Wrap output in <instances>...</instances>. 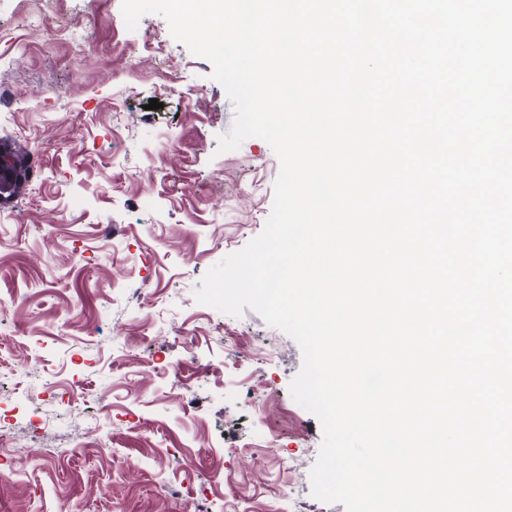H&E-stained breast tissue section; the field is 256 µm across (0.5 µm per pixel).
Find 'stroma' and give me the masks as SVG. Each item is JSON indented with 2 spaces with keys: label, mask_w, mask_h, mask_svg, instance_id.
Masks as SVG:
<instances>
[{
  "label": "stroma",
  "mask_w": 512,
  "mask_h": 512,
  "mask_svg": "<svg viewBox=\"0 0 512 512\" xmlns=\"http://www.w3.org/2000/svg\"><path fill=\"white\" fill-rule=\"evenodd\" d=\"M121 6L0 0V151L25 169L0 196V432L26 446L0 512H345L311 493L298 344L195 299L262 232L280 163L255 137L218 153L234 107L211 63ZM28 371L78 381L84 411Z\"/></svg>",
  "instance_id": "stroma-1"
}]
</instances>
